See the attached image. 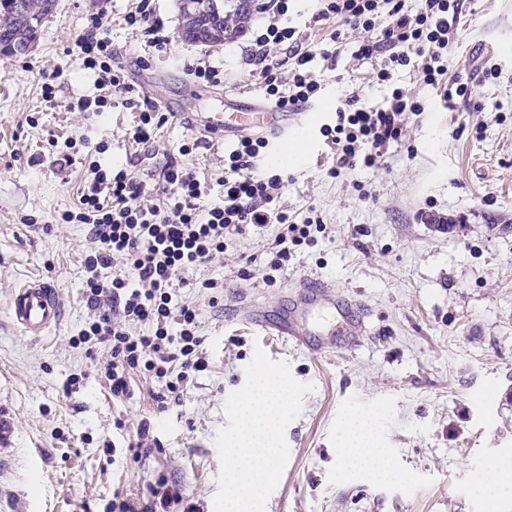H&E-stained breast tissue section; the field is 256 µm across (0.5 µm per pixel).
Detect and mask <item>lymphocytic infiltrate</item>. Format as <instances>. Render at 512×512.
<instances>
[{"label": "lymphocytic infiltrate", "instance_id": "obj_1", "mask_svg": "<svg viewBox=\"0 0 512 512\" xmlns=\"http://www.w3.org/2000/svg\"><path fill=\"white\" fill-rule=\"evenodd\" d=\"M319 14L338 18L360 31L352 55L357 59L383 57L377 73L390 81L394 70L409 69L425 85L439 91L444 101L467 98L466 84L449 82L444 64L451 27L460 15L463 0H420L408 10L405 0H319ZM288 0H268L269 19L253 34L252 55L260 63L266 93L274 106L305 104L320 91L308 69L313 57L300 52V36L285 17ZM389 23L376 29L379 14ZM86 68L98 73L97 93L78 99L81 112H101L115 106L136 111L138 120L130 133L134 144L152 142L168 121L166 113L150 99L129 95L124 70L113 62L112 39L104 14L87 16L78 40ZM282 49L291 63L288 91L280 93L272 49ZM421 105L406 89L397 87L387 106L367 109L358 94H349L336 111L334 125L323 134L336 147V164L327 171L374 167L392 143L400 142L409 119ZM269 142L261 136H243L224 153V200L203 207L202 183L195 171L166 161L155 183H147L127 169L88 164V176L74 209L64 211L65 224L88 226L92 247L84 258L83 301L92 318L74 347L103 351L105 383L113 397L130 392L133 372L146 374L158 388L150 398L158 412L179 404L188 384L208 367L198 333L195 305L180 301L178 288L185 282L179 272L212 262L223 255L230 237L244 226L277 225L266 281L288 262L296 248L313 243L324 233L323 224H299L278 205L283 180L277 174H259L255 168ZM125 270L113 271L115 262Z\"/></svg>", "mask_w": 512, "mask_h": 512}]
</instances>
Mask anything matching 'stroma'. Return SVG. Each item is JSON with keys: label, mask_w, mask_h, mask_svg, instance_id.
<instances>
[{"label": "stroma", "mask_w": 512, "mask_h": 512, "mask_svg": "<svg viewBox=\"0 0 512 512\" xmlns=\"http://www.w3.org/2000/svg\"><path fill=\"white\" fill-rule=\"evenodd\" d=\"M135 5L58 0L31 53L0 55V412L13 422L0 451V512H106L114 493L145 501L161 478L197 512H213L221 470L214 438L258 345L313 386L286 429L290 460L266 512H512V492L487 500L476 490L494 463L512 461V0H465L448 44L447 78L468 84L472 96L449 107L412 72L379 83L382 58L352 57L355 35L343 21L321 18L315 0H290L288 23L314 56L321 91L301 107L302 131L287 138L300 152L267 169L285 182L279 204L290 217L320 221L326 231L296 250L271 283L264 275L274 224L245 228L223 256L181 272L188 286L179 295L199 311L209 366L180 406L159 416L142 373L133 374L128 397L113 399L100 379L102 357L71 344L90 317L82 282L91 241L85 225L60 216L75 206L86 167L79 153L56 159L47 138L91 134L108 146L102 164L142 178L154 170L151 153L167 155L204 181L207 207L224 198L225 142L209 138L185 157L179 149L195 133L178 115L156 143L138 147L129 139L136 112L69 111L95 92L97 74L84 67L77 44L85 17L106 14L133 97L212 112L236 95L262 103L267 95L249 37L217 48L188 43L178 0H155L167 43L151 48L124 20ZM335 33L343 38L337 46ZM332 48L336 57L324 58ZM201 61L223 70V83L194 82L189 70ZM487 62L497 76L484 82ZM55 73L61 88L49 105L41 84ZM395 85L423 107L403 142L377 168L328 177L335 156L323 128L335 124L346 94L381 107ZM284 141H270V155ZM437 213L458 221L445 230L425 222ZM35 277L55 282L61 306L58 323L41 337L25 335L8 314L14 288ZM210 278L223 281V295L203 289ZM302 280L323 281L367 308L368 334L358 347L319 355L246 324L247 316L287 304ZM353 416L375 418L392 481L372 482L346 467ZM145 419L160 446L137 465L124 449Z\"/></svg>", "instance_id": "1"}]
</instances>
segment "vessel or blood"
I'll list each match as a JSON object with an SVG mask.
<instances>
[{"instance_id":"1","label":"vessel or blood","mask_w":512,"mask_h":512,"mask_svg":"<svg viewBox=\"0 0 512 512\" xmlns=\"http://www.w3.org/2000/svg\"><path fill=\"white\" fill-rule=\"evenodd\" d=\"M183 119L192 130L224 137L253 128L278 137L287 134L296 123L294 113L237 101L228 103L225 111L204 117L187 112ZM9 315L25 334L42 335L60 317L55 283L34 278L23 284L10 300ZM254 324L267 335L312 347L322 354L336 352L340 347H356L366 334L361 305L337 308L336 295L325 283L301 284L291 296L290 307L255 319Z\"/></svg>"}]
</instances>
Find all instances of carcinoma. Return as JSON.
I'll list each match as a JSON object with an SVG mask.
<instances>
[{"mask_svg":"<svg viewBox=\"0 0 512 512\" xmlns=\"http://www.w3.org/2000/svg\"><path fill=\"white\" fill-rule=\"evenodd\" d=\"M251 0H180L181 35L210 47L236 34L234 27L252 15ZM57 0H0V52L15 56L20 46L39 39Z\"/></svg>","mask_w":512,"mask_h":512,"instance_id":"1","label":"carcinoma"}]
</instances>
